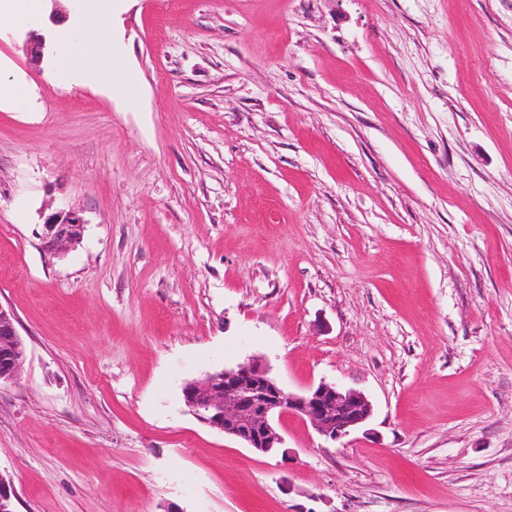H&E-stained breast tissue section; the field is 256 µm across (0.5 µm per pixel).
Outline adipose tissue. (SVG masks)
<instances>
[{
    "label": "adipose tissue",
    "mask_w": 512,
    "mask_h": 512,
    "mask_svg": "<svg viewBox=\"0 0 512 512\" xmlns=\"http://www.w3.org/2000/svg\"><path fill=\"white\" fill-rule=\"evenodd\" d=\"M112 19L108 0H99L80 30L59 27L55 32L56 72L65 81L74 72H82L90 83L112 84L117 70L112 63L110 39Z\"/></svg>",
    "instance_id": "1"
}]
</instances>
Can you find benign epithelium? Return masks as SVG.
<instances>
[{
	"instance_id": "benign-epithelium-1",
	"label": "benign epithelium",
	"mask_w": 512,
	"mask_h": 512,
	"mask_svg": "<svg viewBox=\"0 0 512 512\" xmlns=\"http://www.w3.org/2000/svg\"><path fill=\"white\" fill-rule=\"evenodd\" d=\"M43 248L52 255L67 253L82 240L85 220L75 210L60 209L45 217ZM26 348L12 310L0 305V383L18 379ZM185 405L203 424L231 436L246 447L288 460L289 449L276 421L285 415L308 422L335 441L366 425L372 415L368 398L355 390L321 383L298 394L280 385L258 360L224 368L204 379L185 383ZM16 490L0 476V512H15Z\"/></svg>"
}]
</instances>
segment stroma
Returning <instances> with one entry per match:
<instances>
[{"instance_id": "stroma-1", "label": "stroma", "mask_w": 512, "mask_h": 512, "mask_svg": "<svg viewBox=\"0 0 512 512\" xmlns=\"http://www.w3.org/2000/svg\"><path fill=\"white\" fill-rule=\"evenodd\" d=\"M110 8L128 97L0 19L17 512H512V0ZM253 358L367 433L283 417L284 466L200 423L184 383ZM85 220L75 210L60 209L45 217L43 227V248L52 255L67 253L82 240Z\"/></svg>"}]
</instances>
